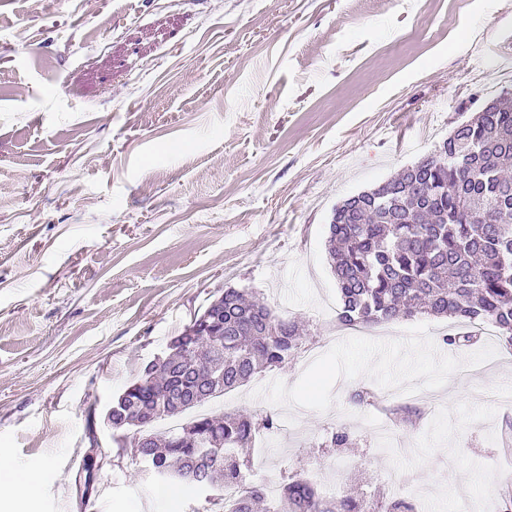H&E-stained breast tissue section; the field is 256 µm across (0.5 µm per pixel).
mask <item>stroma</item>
Instances as JSON below:
<instances>
[{
    "mask_svg": "<svg viewBox=\"0 0 512 512\" xmlns=\"http://www.w3.org/2000/svg\"><path fill=\"white\" fill-rule=\"evenodd\" d=\"M505 93L512 0H0V449L46 467L0 512H203L103 412L229 287L308 330L205 406L274 413L249 480L499 512L512 348L450 349L461 324L425 316L332 335L319 304L336 206Z\"/></svg>",
    "mask_w": 512,
    "mask_h": 512,
    "instance_id": "obj_1",
    "label": "stroma"
}]
</instances>
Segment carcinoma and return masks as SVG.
I'll list each match as a JSON object with an SVG mask.
<instances>
[{"label":"carcinoma","instance_id":"cac0c4a2","mask_svg":"<svg viewBox=\"0 0 512 512\" xmlns=\"http://www.w3.org/2000/svg\"><path fill=\"white\" fill-rule=\"evenodd\" d=\"M458 125L416 173L403 169L338 212L328 228V255L340 293L337 322L355 329L428 315L465 325L488 323L512 345V98ZM224 327L211 336L183 329L154 370L112 400V431L150 427L184 415L293 358L305 335L245 291L226 288ZM273 428L244 413L201 416L162 435L134 455L165 480L196 489L235 484L231 503L208 497L224 512H413L404 499L378 505L349 494L327 497L306 478L279 488L276 501L252 483L240 460L256 430ZM210 439L200 448L196 439Z\"/></svg>","mask_w":512,"mask_h":512}]
</instances>
